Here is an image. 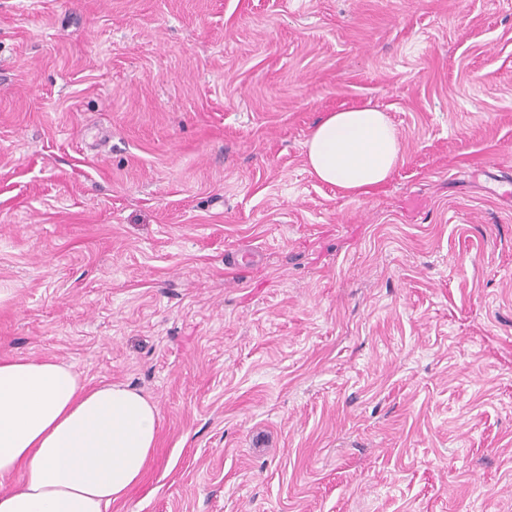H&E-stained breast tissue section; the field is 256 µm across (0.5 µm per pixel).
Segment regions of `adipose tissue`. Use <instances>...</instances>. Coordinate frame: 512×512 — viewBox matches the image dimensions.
Wrapping results in <instances>:
<instances>
[{
    "instance_id": "ef3b65f1",
    "label": "adipose tissue",
    "mask_w": 512,
    "mask_h": 512,
    "mask_svg": "<svg viewBox=\"0 0 512 512\" xmlns=\"http://www.w3.org/2000/svg\"><path fill=\"white\" fill-rule=\"evenodd\" d=\"M401 154L384 112L354 108L320 119L307 164L348 193L384 184ZM157 411L123 384L87 386L71 366L0 355V512H108L142 480L156 449Z\"/></svg>"
}]
</instances>
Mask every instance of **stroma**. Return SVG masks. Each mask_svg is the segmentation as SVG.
<instances>
[{"label": "stroma", "mask_w": 512, "mask_h": 512, "mask_svg": "<svg viewBox=\"0 0 512 512\" xmlns=\"http://www.w3.org/2000/svg\"><path fill=\"white\" fill-rule=\"evenodd\" d=\"M1 354L154 403L109 512H512V0H0ZM400 154V138L386 114L365 107L320 119L307 141L306 162L319 180L358 194L384 184Z\"/></svg>", "instance_id": "1"}]
</instances>
